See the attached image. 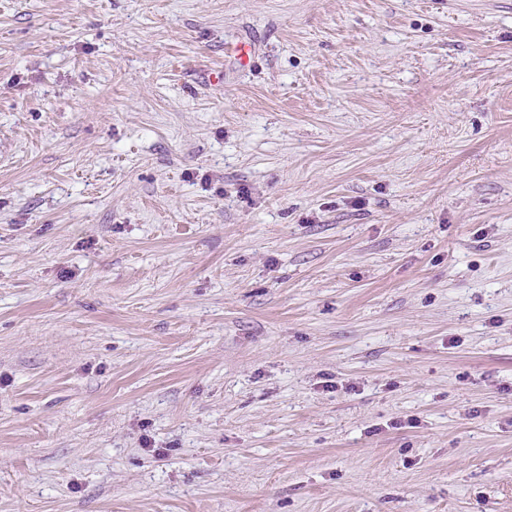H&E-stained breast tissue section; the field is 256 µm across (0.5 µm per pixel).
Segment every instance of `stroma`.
I'll return each mask as SVG.
<instances>
[{
  "label": "stroma",
  "instance_id": "35a3bbf8",
  "mask_svg": "<svg viewBox=\"0 0 512 512\" xmlns=\"http://www.w3.org/2000/svg\"><path fill=\"white\" fill-rule=\"evenodd\" d=\"M0 512H512V0H0Z\"/></svg>",
  "mask_w": 512,
  "mask_h": 512
}]
</instances>
